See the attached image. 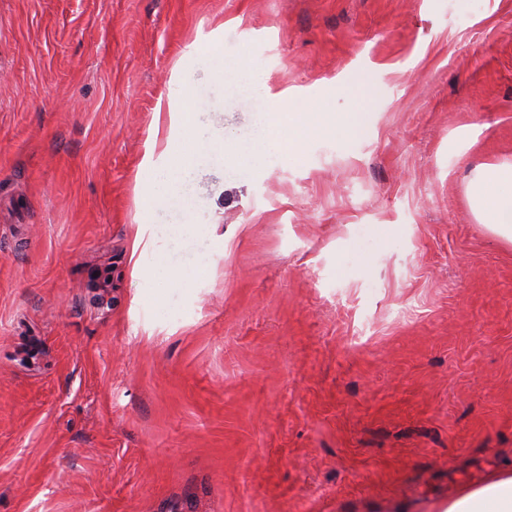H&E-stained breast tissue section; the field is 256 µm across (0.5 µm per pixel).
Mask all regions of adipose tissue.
<instances>
[{"mask_svg": "<svg viewBox=\"0 0 512 512\" xmlns=\"http://www.w3.org/2000/svg\"><path fill=\"white\" fill-rule=\"evenodd\" d=\"M468 195L478 222L512 243V163L477 167ZM445 512H512V476L490 474L479 487L449 500Z\"/></svg>", "mask_w": 512, "mask_h": 512, "instance_id": "obj_1", "label": "adipose tissue"}]
</instances>
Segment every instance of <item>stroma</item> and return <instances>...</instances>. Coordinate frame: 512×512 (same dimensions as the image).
<instances>
[{
    "mask_svg": "<svg viewBox=\"0 0 512 512\" xmlns=\"http://www.w3.org/2000/svg\"><path fill=\"white\" fill-rule=\"evenodd\" d=\"M511 161L512 0H0V512H441L512 470V244L468 201ZM312 116V125L316 131H335L342 134H355L359 130L357 113H351V116L339 115L332 112H314Z\"/></svg>",
    "mask_w": 512,
    "mask_h": 512,
    "instance_id": "obj_1",
    "label": "stroma"
}]
</instances>
